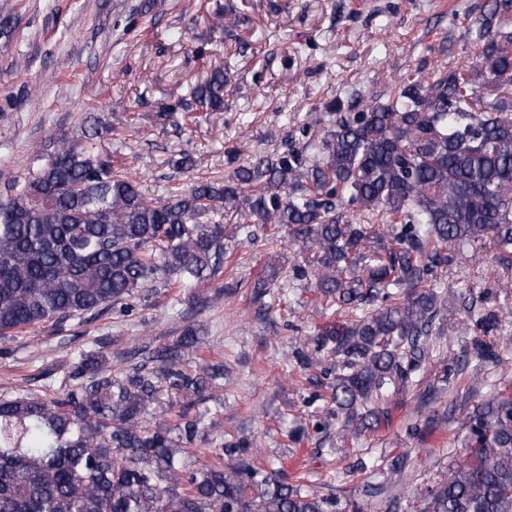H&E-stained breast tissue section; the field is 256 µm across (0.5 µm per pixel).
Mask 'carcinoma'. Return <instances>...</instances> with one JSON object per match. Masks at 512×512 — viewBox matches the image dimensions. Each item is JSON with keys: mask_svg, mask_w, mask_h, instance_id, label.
<instances>
[{"mask_svg": "<svg viewBox=\"0 0 512 512\" xmlns=\"http://www.w3.org/2000/svg\"><path fill=\"white\" fill-rule=\"evenodd\" d=\"M475 63L496 92L479 95L473 67L430 77L402 75L382 101L350 112L324 107L317 141L285 145L237 165L224 179L197 180L149 198L102 145L111 125L93 119L82 136L50 137L40 165L0 190V336L88 313L127 316L141 291L174 276L215 277L224 265L226 210L240 214L235 240L253 226L306 254L293 267L313 279L316 310L348 315L336 336L293 357L304 370L336 354L333 409L352 435L381 423L386 390L416 382L447 293L439 272L487 237L512 247V0H488L468 30ZM224 70L197 84L190 101L159 112L224 110ZM388 240L361 264L352 251L365 225ZM253 295L270 294L280 268ZM479 329L496 314L467 307ZM334 347H328L329 343ZM198 343L184 329L175 346L141 348L120 374L97 351L78 352L60 395L21 389L0 395V512H349V505L284 470L251 462L243 440L210 449L215 467H193L201 421L146 419L163 387L188 404L224 379V363L180 368ZM464 460L427 492L425 512H512V393L498 392L458 420Z\"/></svg>", "mask_w": 512, "mask_h": 512, "instance_id": "obj_1", "label": "carcinoma"}]
</instances>
